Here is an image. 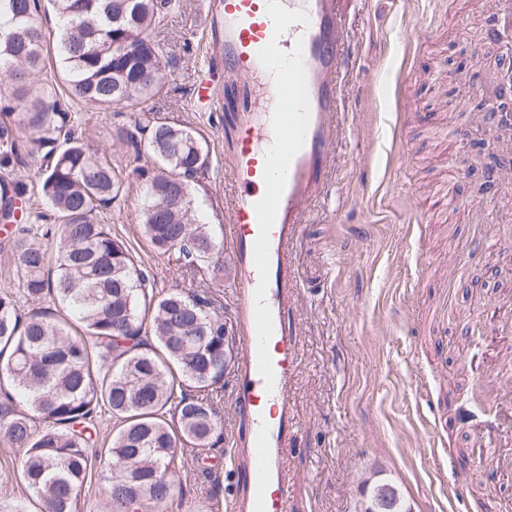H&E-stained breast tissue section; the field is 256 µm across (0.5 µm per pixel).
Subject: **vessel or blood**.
<instances>
[{
    "label": "vessel or blood",
    "instance_id": "vessel-or-blood-1",
    "mask_svg": "<svg viewBox=\"0 0 512 512\" xmlns=\"http://www.w3.org/2000/svg\"><path fill=\"white\" fill-rule=\"evenodd\" d=\"M349 3L215 0L205 18L224 48L239 126L224 180L244 429L231 463L246 475L236 512H288L284 454L297 430L291 392L298 362L287 313L300 278L292 252L331 182L333 145L348 134L342 81L357 61ZM268 74L275 78L269 93L260 82ZM264 93L275 102L268 125L254 112Z\"/></svg>",
    "mask_w": 512,
    "mask_h": 512
}]
</instances>
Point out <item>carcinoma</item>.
Instances as JSON below:
<instances>
[{
  "mask_svg": "<svg viewBox=\"0 0 512 512\" xmlns=\"http://www.w3.org/2000/svg\"><path fill=\"white\" fill-rule=\"evenodd\" d=\"M57 18L53 52L65 86L33 85L46 63L42 0H0V166L24 148L39 158L48 211L28 215L9 236L15 274L31 309L0 294V437L22 453L20 478L45 512H75L99 458L97 423L117 424L106 449L110 512H157L182 494L181 447L214 448V406L199 398L224 378V324L195 295L157 290L101 213L124 191L106 153L76 134L78 106L133 109L161 94L164 66L152 29L176 0H49ZM135 159L161 173L144 184L139 223L152 247L186 266L219 249L192 199L208 166L205 138L162 121L121 128ZM27 191L18 178L0 190V216ZM58 244L49 266L41 241ZM71 310L83 335L43 307Z\"/></svg>",
  "mask_w": 512,
  "mask_h": 512,
  "instance_id": "cac0c4a2",
  "label": "carcinoma"
}]
</instances>
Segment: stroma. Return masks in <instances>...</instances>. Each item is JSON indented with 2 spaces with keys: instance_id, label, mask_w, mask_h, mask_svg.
I'll return each instance as SVG.
<instances>
[{
  "instance_id": "stroma-1",
  "label": "stroma",
  "mask_w": 512,
  "mask_h": 512,
  "mask_svg": "<svg viewBox=\"0 0 512 512\" xmlns=\"http://www.w3.org/2000/svg\"><path fill=\"white\" fill-rule=\"evenodd\" d=\"M493 0H369L350 17L354 71L343 91L350 134L339 147L338 184L314 205L315 220L293 251L300 271L289 321L299 341L294 384L296 437L285 453L291 512H358L364 480H392L411 512H512V138L486 139L498 124L482 97L459 106L451 79L478 77L485 90L512 38L475 43L494 22ZM209 0H177L151 34L170 63L154 118L201 132L209 167L192 185L202 219L224 235V153L238 131L223 88L197 101L205 73L223 74L222 51L204 25ZM406 120H399V113ZM138 113L99 110L82 126L93 148L122 169L126 193L103 220L158 289L204 297L225 332L234 296L225 270L190 269L152 249L138 214L151 159L130 163L116 131ZM464 148H448L451 132ZM407 153L391 157L397 143ZM464 208L407 227V199L439 195ZM471 364L486 407L469 399L457 371ZM236 380L225 370L210 395L217 446L205 463L185 451L177 478L184 499L168 512H226L242 476L224 458L238 435ZM21 458L0 442V500H24Z\"/></svg>"
}]
</instances>
